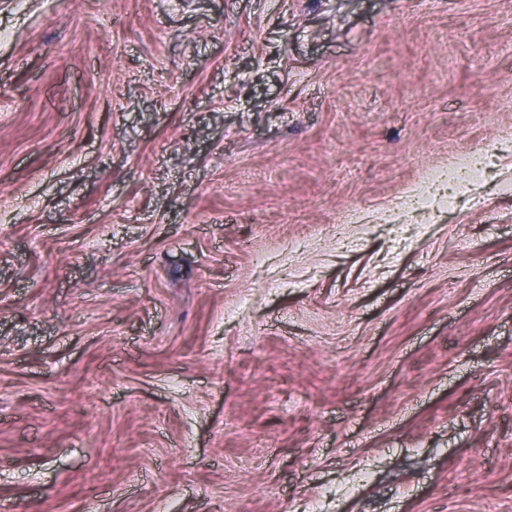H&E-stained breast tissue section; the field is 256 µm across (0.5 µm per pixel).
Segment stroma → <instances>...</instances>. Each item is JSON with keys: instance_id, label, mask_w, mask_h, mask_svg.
Listing matches in <instances>:
<instances>
[{"instance_id": "obj_1", "label": "stroma", "mask_w": 512, "mask_h": 512, "mask_svg": "<svg viewBox=\"0 0 512 512\" xmlns=\"http://www.w3.org/2000/svg\"><path fill=\"white\" fill-rule=\"evenodd\" d=\"M0 512H512V0H0Z\"/></svg>"}]
</instances>
